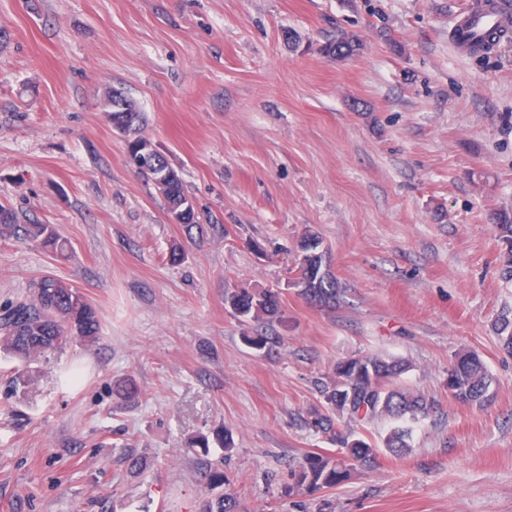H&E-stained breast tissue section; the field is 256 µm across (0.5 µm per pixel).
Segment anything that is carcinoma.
Wrapping results in <instances>:
<instances>
[{"label": "carcinoma", "instance_id": "carcinoma-1", "mask_svg": "<svg viewBox=\"0 0 512 512\" xmlns=\"http://www.w3.org/2000/svg\"><path fill=\"white\" fill-rule=\"evenodd\" d=\"M363 43L355 35L341 34L323 46V52L336 58L355 56ZM128 111L120 121L133 130L136 142L145 146L150 140L141 134L142 113L130 98H124ZM187 197L180 174L169 181L165 195L166 205L174 207ZM495 228L505 244V263L512 262V209L497 213ZM23 232L26 239L38 242L52 254L67 250V242L50 224L31 222L19 224L16 212L0 204V235ZM322 241L313 231L305 232L298 241L295 257V280L303 284L297 294L307 303L321 309L334 310L340 305L343 288L331 270H323L326 252ZM33 299L8 307L0 314V348L18 357L57 351L73 341L93 345L98 340L100 318L98 310L69 283L54 276H45L32 284ZM224 304L233 316L265 324L281 321V292L274 289L234 288L224 293ZM496 331L503 346L512 350V318L505 314L496 322ZM244 342L256 350H272L281 343V337L258 333L243 336ZM407 371L401 362L389 361L378 355H363L337 361L325 375L320 393L329 409L315 411L308 425L314 432L328 437L337 446L336 457L326 453H311L290 469L292 491L315 492L333 488L349 475L354 464L361 466L375 457L373 445L343 432L336 426L335 417L363 421L387 416L416 420L427 416L431 403L419 394L393 387V381ZM492 379L480 356L470 350L455 354L448 367V396L467 404H482L488 397ZM112 392L125 401L138 398L139 389L131 379H118ZM385 446L399 456L407 451V432L391 431ZM239 502L230 489L205 503L201 512H239Z\"/></svg>", "mask_w": 512, "mask_h": 512}]
</instances>
